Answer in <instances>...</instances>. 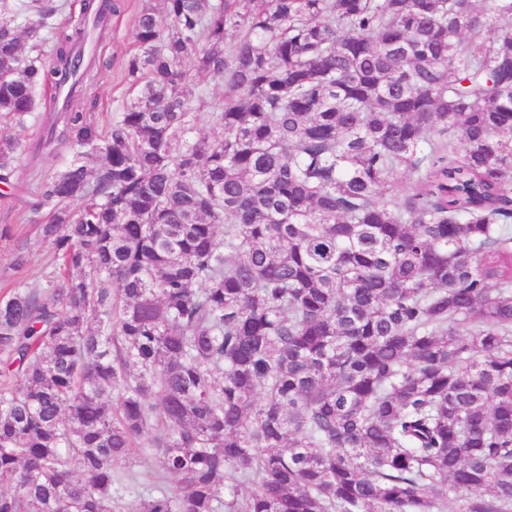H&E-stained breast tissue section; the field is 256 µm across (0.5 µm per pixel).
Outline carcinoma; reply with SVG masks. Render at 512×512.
<instances>
[{
	"instance_id": "carcinoma-1",
	"label": "carcinoma",
	"mask_w": 512,
	"mask_h": 512,
	"mask_svg": "<svg viewBox=\"0 0 512 512\" xmlns=\"http://www.w3.org/2000/svg\"><path fill=\"white\" fill-rule=\"evenodd\" d=\"M125 9L0 0V183L39 109L73 150L0 290V512H512V0H141L103 129ZM128 10L121 17H111L102 32L96 61L98 77L83 91V105L105 117L117 112L128 98L126 83L122 77V63L126 54L134 47V15L139 0H128Z\"/></svg>"
}]
</instances>
